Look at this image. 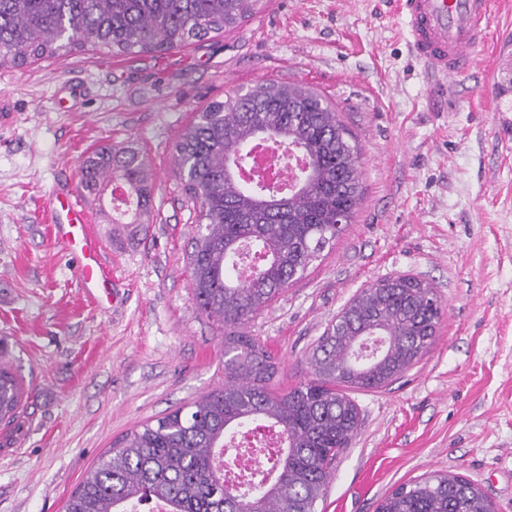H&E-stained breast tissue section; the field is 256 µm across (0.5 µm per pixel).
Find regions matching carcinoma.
Here are the masks:
<instances>
[{
    "label": "carcinoma",
    "mask_w": 512,
    "mask_h": 512,
    "mask_svg": "<svg viewBox=\"0 0 512 512\" xmlns=\"http://www.w3.org/2000/svg\"><path fill=\"white\" fill-rule=\"evenodd\" d=\"M261 7L262 0H0V67L87 45L124 56L176 50L238 27ZM264 139L309 163L285 191L228 172L230 164H248ZM174 149V173L199 205L193 299L224 323V383L113 443L64 512H121L150 499L167 512H315L338 454L361 425L344 388H381L403 375L433 343L442 303L417 277L378 280L352 297L319 338L309 356L312 378L271 390L277 362L240 327L352 223L362 196L361 148L320 93L269 80L209 103ZM81 184L93 198L112 184L123 189L130 205L111 223H149L153 175L135 142L96 148L82 163ZM24 394L0 364V423L14 421ZM266 426L286 441L270 474L225 486L215 449L232 430ZM378 512L497 510L470 480L448 473L396 487Z\"/></svg>",
    "instance_id": "obj_1"
}]
</instances>
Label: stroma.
<instances>
[{"label": "stroma", "instance_id": "1", "mask_svg": "<svg viewBox=\"0 0 512 512\" xmlns=\"http://www.w3.org/2000/svg\"><path fill=\"white\" fill-rule=\"evenodd\" d=\"M468 76L439 91L409 51L392 0H265L237 28L163 54L62 53L0 68V363L25 389L0 425V512H64L87 471L141 423L224 381V326L202 315L189 261L196 210L173 175V144L197 112L263 81L337 105L361 150L352 224L246 325L279 362L283 391L312 375L308 353L378 279L431 283L444 315L425 355L380 389L352 390L361 427L317 512H377L398 485L462 475L512 512V0H493ZM136 142L154 173L147 227L111 224L87 197L83 159ZM86 205L111 281L83 288L46 201Z\"/></svg>", "mask_w": 512, "mask_h": 512}]
</instances>
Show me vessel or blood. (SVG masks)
I'll return each instance as SVG.
<instances>
[{
    "mask_svg": "<svg viewBox=\"0 0 512 512\" xmlns=\"http://www.w3.org/2000/svg\"><path fill=\"white\" fill-rule=\"evenodd\" d=\"M396 4L412 54L432 75L448 80L470 72L474 52L485 41L491 0H396ZM48 205L55 237L77 259L80 280L90 285L107 280L100 260L102 242L90 229L85 207L60 193L52 194Z\"/></svg>",
    "mask_w": 512,
    "mask_h": 512,
    "instance_id": "obj_1",
    "label": "vessel or blood"
}]
</instances>
